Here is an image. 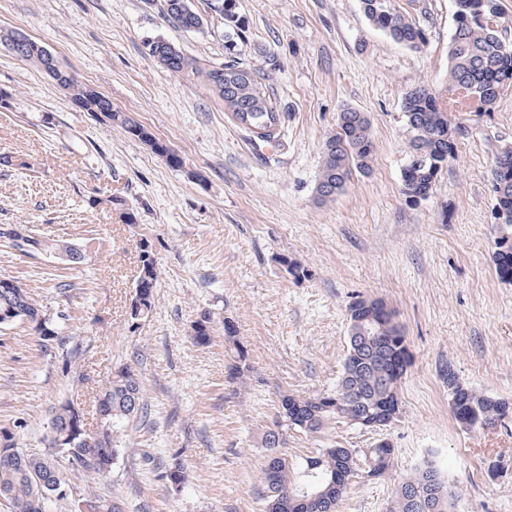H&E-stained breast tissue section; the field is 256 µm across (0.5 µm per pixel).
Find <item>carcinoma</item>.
Instances as JSON below:
<instances>
[{"mask_svg":"<svg viewBox=\"0 0 512 512\" xmlns=\"http://www.w3.org/2000/svg\"><path fill=\"white\" fill-rule=\"evenodd\" d=\"M455 30L448 47V83L441 90L418 85L405 93L404 116L411 133L413 160L404 168L401 193L408 201L426 199L440 172L455 155V136L461 128L452 123V113L488 112L504 90L512 88V45L504 46L502 31L478 21L481 16L500 14L498 0H454ZM369 22L392 40L412 49L426 41L424 29L397 9L394 0H361ZM220 13L229 29L225 50L227 60L221 67H203L184 55L180 48L165 40L150 42L148 55L174 74L191 70L201 72L212 91L224 101L238 123L260 141L274 142L281 138L284 113L280 112L268 94L267 72L252 68L238 75L224 76V71L244 67L235 55V38L243 37L245 26L238 12L237 0H209ZM165 18L186 30L202 27L204 19L191 6V0H164ZM10 45L16 56L37 63L57 85L64 87L72 101L86 112H99L121 123L133 137L147 142L167 162L178 167L181 162L162 142L156 140L130 114L112 111V104L91 87L69 76L56 57H51L42 45L18 30L0 29V45ZM322 166L317 194L322 201L332 200L343 193L355 175L372 171L375 143L369 118L351 108L342 109L334 130L322 143ZM494 210L512 213V147L501 151L492 169ZM498 236L492 261L496 274L512 281V220L496 223ZM16 308L34 321H46L52 330L47 340L59 339L53 319L31 302L28 293L15 288H0V311ZM349 324L358 328L356 335L371 338V345L348 348L343 373L336 389L330 392L296 398L285 395L280 400V420L276 427L292 426L306 433L318 432L329 421H345L351 425L374 416L373 427L389 425L399 412L397 387L402 374L392 369L391 360L402 354L405 336L394 321L393 312L380 300L354 298L347 306ZM196 344L211 342L210 318L202 315L192 327ZM448 383L461 412L457 421L467 429L482 427L486 421L497 420L504 411L512 412V402L480 394L460 382L453 368H448ZM97 410L106 415V429L94 444L105 453L89 451V445L78 441L66 445L71 466L84 475H99L107 471L116 457L112 448V431L121 423L143 413V388L139 378L127 375L121 368L109 384L96 396ZM70 408L60 405L53 416L60 438L71 429ZM273 430L264 435V447L270 450L263 470L265 512H319L304 502V491L322 492L326 504L337 506L347 490L348 481L360 469L369 477L385 473L392 464L394 449L379 442L366 449L363 456L349 448H325L319 455L308 457L298 465L288 462L277 449L286 438L274 443L269 440ZM62 474L57 455L44 457H6L0 454V498L12 503L22 502L26 512H46V486ZM444 485L443 495H437L438 485ZM455 490L431 462L405 479L388 503L386 512H451ZM82 502L91 512H124L121 500L107 499L88 492Z\"/></svg>","mask_w":512,"mask_h":512,"instance_id":"1","label":"carcinoma"}]
</instances>
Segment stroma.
Wrapping results in <instances>:
<instances>
[{"mask_svg": "<svg viewBox=\"0 0 512 512\" xmlns=\"http://www.w3.org/2000/svg\"><path fill=\"white\" fill-rule=\"evenodd\" d=\"M238 3L246 20L238 58L278 66L272 91L285 122L274 144L243 129L201 78L172 74L146 53L145 41L158 38L222 64L226 29L207 0H192L205 20L195 31L170 23L162 0H0V28L27 33L183 159L169 166L0 47V91L11 96L0 108V229L22 224L87 249L73 264L20 252L0 236V279L19 282L61 335L47 341L22 323L0 327V429L24 453L45 456L55 409L74 403L96 428V392L129 367L143 385L144 414L115 435L117 457L94 486L62 464L69 492L50 498L46 512H77L90 489L120 498L125 512H264L263 436L282 396L335 389L347 306L363 296L384 301L406 337L398 417L376 430L343 422L317 434L289 430L288 457L390 443V469L353 479L336 512H385L426 460L458 489L455 512H512V467L488 470L512 460V424L468 430L448 403L452 370L467 387L512 401V282L491 260V172L512 146V89L490 112L456 113L465 132L454 158L429 198L410 202L400 191L413 155L404 94L447 80L454 0H395L426 29L419 50L374 27L360 0ZM345 108L371 121L372 172L323 203L321 145ZM124 207L136 223H125ZM145 243L156 259L155 303L135 321L129 304ZM285 257L307 277L289 275ZM204 314L211 342L200 346L192 325ZM238 363L243 371L231 378ZM175 458L187 474L178 486L161 477Z\"/></svg>", "mask_w": 512, "mask_h": 512, "instance_id": "stroma-1", "label": "stroma"}]
</instances>
